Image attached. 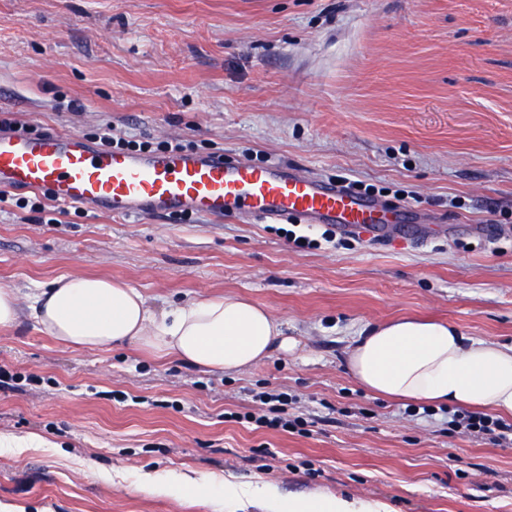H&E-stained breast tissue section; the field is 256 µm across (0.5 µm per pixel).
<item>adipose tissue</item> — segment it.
Returning <instances> with one entry per match:
<instances>
[{
	"instance_id": "1",
	"label": "adipose tissue",
	"mask_w": 512,
	"mask_h": 512,
	"mask_svg": "<svg viewBox=\"0 0 512 512\" xmlns=\"http://www.w3.org/2000/svg\"><path fill=\"white\" fill-rule=\"evenodd\" d=\"M25 311L64 346L95 350L128 342L208 372H238L274 351L297 348L266 308L234 294L159 314L135 288L107 278L62 274L26 297L0 287V328L14 325ZM347 369L359 386L388 398L512 418V344L473 339L450 324L403 317L370 326L350 344ZM146 483L181 495L220 492L235 502L248 500L259 512H358L340 498L289 499L273 485L245 487L229 477L150 476Z\"/></svg>"
}]
</instances>
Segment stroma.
Here are the masks:
<instances>
[{
  "instance_id": "1",
  "label": "stroma",
  "mask_w": 512,
  "mask_h": 512,
  "mask_svg": "<svg viewBox=\"0 0 512 512\" xmlns=\"http://www.w3.org/2000/svg\"><path fill=\"white\" fill-rule=\"evenodd\" d=\"M1 118L274 161L418 228L327 241L321 224L124 218L8 191L0 287L106 277L158 311L234 293L299 346L223 375L67 348L22 316L0 330V435L45 445L0 447L1 505L225 512L142 485L179 473L387 512H512V446L346 370L352 340L400 316L512 343V0H0ZM280 393L289 427L247 422Z\"/></svg>"
}]
</instances>
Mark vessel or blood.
<instances>
[{"mask_svg":"<svg viewBox=\"0 0 512 512\" xmlns=\"http://www.w3.org/2000/svg\"><path fill=\"white\" fill-rule=\"evenodd\" d=\"M0 189L39 190L58 204L92 206L115 216L249 214L374 234L388 222L373 203L347 188L280 165L190 150L112 152L54 130H0Z\"/></svg>","mask_w":512,"mask_h":512,"instance_id":"vessel-or-blood-1","label":"vessel or blood"}]
</instances>
